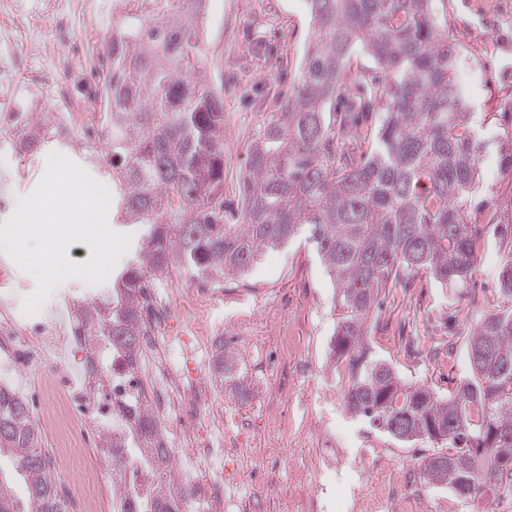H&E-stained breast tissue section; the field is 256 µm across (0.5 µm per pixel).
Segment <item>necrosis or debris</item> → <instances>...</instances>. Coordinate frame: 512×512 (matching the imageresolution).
<instances>
[{
    "label": "necrosis or debris",
    "mask_w": 512,
    "mask_h": 512,
    "mask_svg": "<svg viewBox=\"0 0 512 512\" xmlns=\"http://www.w3.org/2000/svg\"><path fill=\"white\" fill-rule=\"evenodd\" d=\"M80 12L117 20L126 8L124 0H45L39 6L31 0H0V139L10 146L0 162V212L13 209L11 187L26 161L21 144L31 113L42 109L43 90H50L56 103L50 113L51 133L71 137L93 154L110 139V128L94 110L93 94L76 98L70 93L71 81L80 72L74 51L78 39L71 32L72 18ZM36 57L52 64L57 86L45 87L32 70ZM13 268V261L0 262V386L20 389L26 378L36 376L54 393L61 448L48 457L49 468L82 462L77 452L81 428L71 421L70 410H85L88 424L113 436L123 426V407L144 403L167 426L162 444L172 462L193 465L187 512H266L265 499L239 476L245 460L241 433L198 370V356L214 338L200 309L209 281L196 279L164 296L147 286L139 359L134 368L121 369L108 380L100 376L107 346L93 333L96 298L64 295L40 313L24 315L10 286ZM297 351L295 337L282 336L281 357L293 373L278 387L280 404L273 414L280 429L303 448L294 473L309 475L311 484L296 486L294 495L284 499L282 512L302 507L323 512L329 495L323 478L329 472L349 477L350 512H428L412 479H398L385 466L364 467L369 449L338 448L328 439L305 441L306 430L317 422L313 403L335 401L336 391Z\"/></svg>",
    "instance_id": "necrosis-or-debris-1"
}]
</instances>
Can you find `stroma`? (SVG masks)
I'll return each mask as SVG.
<instances>
[{
    "mask_svg": "<svg viewBox=\"0 0 512 512\" xmlns=\"http://www.w3.org/2000/svg\"><path fill=\"white\" fill-rule=\"evenodd\" d=\"M311 32L306 0H208L206 33L199 44L201 58L214 84L224 92V162L229 175L224 182L228 212L238 208V180L247 164L246 141L262 120L261 105L275 93L287 92L300 73L303 52ZM486 79L470 78L467 88L474 126L492 135L512 134V117L490 111L497 94L512 93V77L496 74L492 60H485ZM501 156L489 147L480 160L483 185L472 207H501L512 199V175L499 174ZM495 226H484L477 271L467 290L441 287L427 274L413 276L397 298L385 304L371 328L369 344L375 355L391 363L409 383L425 384L438 395H447L472 376L467 336L477 318L473 294L497 285L500 257L495 247ZM219 294L208 297L203 307L212 323L239 313L257 321L271 315L284 293H292L291 329L303 339L309 361L323 376H330L329 343L338 321L330 278L314 248L298 238L268 251L244 276L219 285ZM253 297V307L239 309L235 297ZM247 373L250 391L245 401L222 398L227 410L240 413L244 430H264L280 441L279 433L261 416L278 386L284 364L262 367L248 354V336L227 337ZM326 423L344 448L370 443L384 449L396 471L417 470L423 457L437 452L427 439L403 442L356 420L343 406L324 409Z\"/></svg>",
    "mask_w": 512,
    "mask_h": 512,
    "instance_id": "1",
    "label": "stroma"
}]
</instances>
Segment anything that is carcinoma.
<instances>
[{"mask_svg": "<svg viewBox=\"0 0 512 512\" xmlns=\"http://www.w3.org/2000/svg\"><path fill=\"white\" fill-rule=\"evenodd\" d=\"M112 33V66L101 116L112 139L100 173L112 187V220L146 226L143 243L100 299L96 335L133 363L143 325L142 288L185 270L214 283L247 273L269 249L304 234L335 288L338 322L331 370L346 373L350 413L399 439L412 434L448 446L419 465L423 482L475 503L512 496V238L499 230L503 264L494 298L468 336L470 381L439 397L404 382L370 357L368 322L381 295L415 274L464 289L477 268L478 225L467 202L482 181L487 140L472 125L462 60L448 43V19L431 0H307L311 40L288 97L264 113L247 147L236 223L224 216V97L199 54L204 0H140ZM385 76L370 101L382 116L375 151L355 158L359 133L336 125L332 107L347 87L355 50ZM48 114L30 122L26 149L55 142ZM212 382L240 401L248 389L236 355L214 346ZM112 465L135 458L152 483L121 481L116 512H185L168 449L150 409L138 406L111 440ZM27 489L0 480V512H62L27 400L0 387V457Z\"/></svg>", "mask_w": 512, "mask_h": 512, "instance_id": "1", "label": "carcinoma"}]
</instances>
